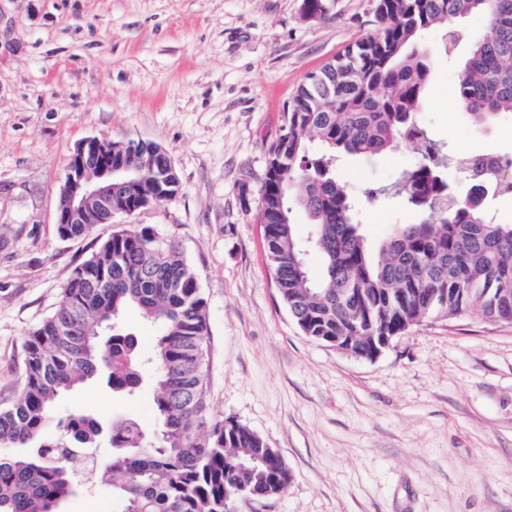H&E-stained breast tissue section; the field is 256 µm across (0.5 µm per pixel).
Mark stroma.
<instances>
[{"label":"stroma","instance_id":"35a3bbf8","mask_svg":"<svg viewBox=\"0 0 512 512\" xmlns=\"http://www.w3.org/2000/svg\"><path fill=\"white\" fill-rule=\"evenodd\" d=\"M371 0H0V399L22 389L25 342L73 268L111 234L151 226L192 265L206 299L210 412L277 449L286 490L234 512H512V323L425 319L375 360L305 336L282 301L259 220L269 148L307 75L365 36ZM444 48L421 39L431 77L421 117L457 154H512V124L481 126L452 94L480 14ZM169 154L178 195L79 239L57 230L59 186L87 137ZM413 147L348 158L336 178L358 199L370 244L410 222L366 191L416 165ZM59 411L154 426L137 402L87 382Z\"/></svg>","mask_w":512,"mask_h":512}]
</instances>
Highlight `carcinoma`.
I'll use <instances>...</instances> for the list:
<instances>
[{
	"mask_svg": "<svg viewBox=\"0 0 512 512\" xmlns=\"http://www.w3.org/2000/svg\"><path fill=\"white\" fill-rule=\"evenodd\" d=\"M488 18L492 35L473 41L456 75L460 107L478 122L512 119V0H372V31L307 78L272 144L262 187L260 222L268 260L283 302L311 339L343 336L370 354L380 337L398 336L425 317L475 312L512 321V224H500L488 203L458 193L448 171L463 175L474 194L512 193V157H491V171L474 170L448 153L420 118L431 74L416 42L445 31L446 45L465 34L455 22ZM408 142L416 166L391 188L419 213L372 247L361 232L353 200L336 181L343 155L372 160ZM113 163L150 188L160 169L148 154L112 141ZM312 226L297 235L293 208ZM99 226L66 224L68 237ZM143 225L119 231L78 264L53 313L26 340L23 387L0 402V447H24L23 457L0 454V512H59L78 485L75 465L94 462L99 483L112 485L117 512H224L241 489L265 497L288 487L282 462L263 467L251 458L267 448L245 425L210 415L204 368L206 301L182 252L153 238ZM323 259L320 281L309 280L307 247ZM130 306L159 325L152 360L159 428L132 418L108 427L73 410L56 411L59 396L97 377L136 397L141 386L138 342L119 319ZM61 434L42 438L51 423ZM107 439V462L95 451Z\"/></svg>",
	"mask_w": 512,
	"mask_h": 512,
	"instance_id": "obj_1",
	"label": "carcinoma"
}]
</instances>
